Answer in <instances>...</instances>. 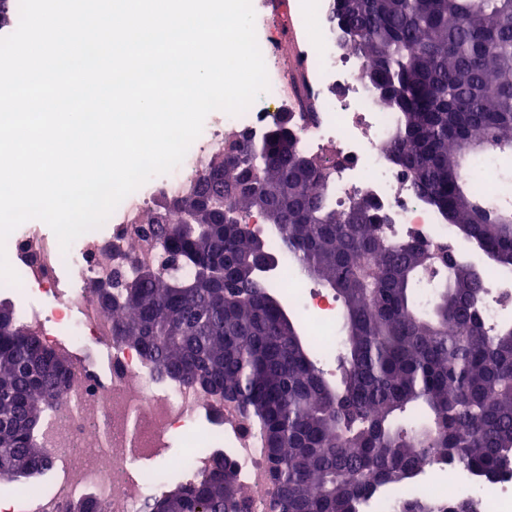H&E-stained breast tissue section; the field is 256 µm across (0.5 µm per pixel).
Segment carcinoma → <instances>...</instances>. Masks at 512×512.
Segmentation results:
<instances>
[{
    "mask_svg": "<svg viewBox=\"0 0 512 512\" xmlns=\"http://www.w3.org/2000/svg\"><path fill=\"white\" fill-rule=\"evenodd\" d=\"M330 21L350 32L370 87L398 113L386 151L417 197L500 268H512V215L488 200L460 145L512 163V0H335ZM293 125L259 140L229 136L181 197L146 214L163 262L133 293L93 291L112 335L141 350L158 378L217 391L257 426L277 493L269 512H357L436 458L493 479L512 465V323L489 333L478 301L483 272L454 261L431 308L414 300L430 247L392 241L371 198L336 205L329 167L300 169ZM279 234L300 271L331 288L344 314V374L330 382L280 294L256 270ZM68 369L0 301V482L26 483L52 463L34 442L62 401ZM145 512H251L231 463L173 483Z\"/></svg>",
    "mask_w": 512,
    "mask_h": 512,
    "instance_id": "carcinoma-1",
    "label": "carcinoma"
}]
</instances>
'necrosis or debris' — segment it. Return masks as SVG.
I'll return each instance as SVG.
<instances>
[{"mask_svg":"<svg viewBox=\"0 0 512 512\" xmlns=\"http://www.w3.org/2000/svg\"><path fill=\"white\" fill-rule=\"evenodd\" d=\"M332 6V0H291L294 16H304L312 8L319 13L316 25L305 30L304 71L292 79L280 51V29L265 14L261 0H255L267 90L243 114L218 112L178 167L124 198L107 220L109 236L91 230L64 252L56 236L33 225L9 235L8 262L20 277L21 289L30 294L29 301L18 307L17 318L47 347L68 358L69 372L62 404L45 415L36 433L39 447L53 462L50 480L38 493L18 486L8 512H71L75 503L89 500L101 512H144L146 501L166 489L163 475H147L145 463L163 460L165 473L194 481L226 455L251 500L252 512H267L273 486L257 430L219 395L158 379L139 350L116 342L112 317L92 290L93 283L158 261V251L138 236L147 210L157 198L182 192L201 172L208 155L223 144L226 132L246 130L262 136L276 110L290 108L297 117L300 147L341 159L333 172L337 204L369 194L387 215L392 239L447 244L455 258L487 265L478 248L459 240L453 228L414 195L389 159L385 144L398 115L369 90L365 63L345 50L340 30L329 20ZM276 256L278 290L309 317L306 333L320 361L334 365L342 347L328 318L336 309L334 296L303 287L293 273L292 257L281 250ZM480 313L491 328L512 321V269L485 281ZM178 432L186 435L184 448L168 453L170 439ZM412 499L441 505L451 499L468 500L477 512H512V468L488 481L439 459L416 470L404 487L379 486L359 501L357 510L400 512Z\"/></svg>","mask_w":512,"mask_h":512,"instance_id":"obj_1","label":"necrosis or debris"}]
</instances>
